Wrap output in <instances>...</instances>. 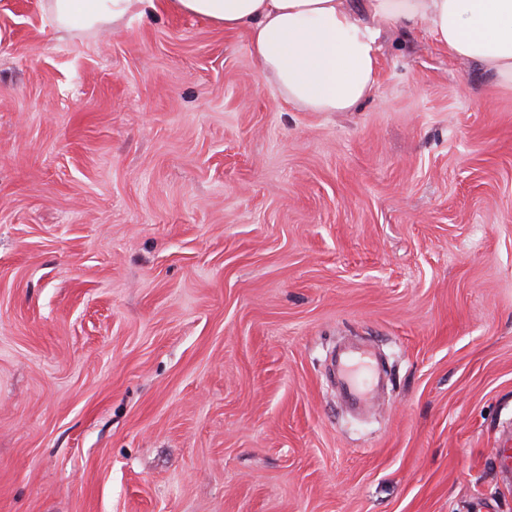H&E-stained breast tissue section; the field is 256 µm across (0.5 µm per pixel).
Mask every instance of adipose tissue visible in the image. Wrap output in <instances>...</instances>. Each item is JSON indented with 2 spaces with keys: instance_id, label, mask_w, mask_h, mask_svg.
<instances>
[{
  "instance_id": "adipose-tissue-1",
  "label": "adipose tissue",
  "mask_w": 512,
  "mask_h": 512,
  "mask_svg": "<svg viewBox=\"0 0 512 512\" xmlns=\"http://www.w3.org/2000/svg\"><path fill=\"white\" fill-rule=\"evenodd\" d=\"M248 33L261 79L301 112H353L378 87L385 25H425L457 58L512 85V0H49L58 28L120 25L157 10Z\"/></svg>"
}]
</instances>
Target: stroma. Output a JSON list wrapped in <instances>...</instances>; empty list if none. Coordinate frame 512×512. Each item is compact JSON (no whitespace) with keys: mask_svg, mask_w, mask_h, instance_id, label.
<instances>
[{"mask_svg":"<svg viewBox=\"0 0 512 512\" xmlns=\"http://www.w3.org/2000/svg\"><path fill=\"white\" fill-rule=\"evenodd\" d=\"M378 46L298 112L246 32L0 0V512H512V87ZM336 364L345 400L359 408L369 405L380 383L372 353L366 349H345L337 355Z\"/></svg>","mask_w":512,"mask_h":512,"instance_id":"stroma-1","label":"stroma"}]
</instances>
